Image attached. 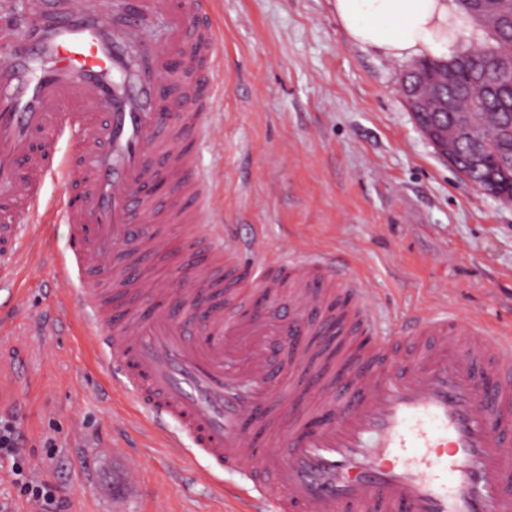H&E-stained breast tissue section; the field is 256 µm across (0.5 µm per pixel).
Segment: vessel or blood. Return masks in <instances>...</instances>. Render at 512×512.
<instances>
[{
  "instance_id": "b4317fda",
  "label": "vessel or blood",
  "mask_w": 512,
  "mask_h": 512,
  "mask_svg": "<svg viewBox=\"0 0 512 512\" xmlns=\"http://www.w3.org/2000/svg\"><path fill=\"white\" fill-rule=\"evenodd\" d=\"M213 6L125 0L113 26L92 0H32L18 26L0 0V258L28 262L41 217L66 224L58 310L80 313L95 363L166 446L195 448L202 483L241 477L244 512H512V338L436 314L376 335L345 268L246 266L205 224L217 178L187 146L223 67ZM184 54L194 68L172 70Z\"/></svg>"
}]
</instances>
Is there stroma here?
Returning a JSON list of instances; mask_svg holds the SVG:
<instances>
[{"label": "stroma", "mask_w": 512, "mask_h": 512, "mask_svg": "<svg viewBox=\"0 0 512 512\" xmlns=\"http://www.w3.org/2000/svg\"><path fill=\"white\" fill-rule=\"evenodd\" d=\"M216 15L224 72L191 150L220 175L228 234L286 261L292 243L335 259L370 289L381 335L429 311L512 336V205L436 154L400 93L407 63L348 44L332 0H216ZM54 286L49 267L0 263V302L26 298L0 330V416L33 475L64 512H237L238 477L195 482L200 457H173L131 395L105 392L75 320L47 322Z\"/></svg>", "instance_id": "35a3bbf8"}]
</instances>
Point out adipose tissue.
<instances>
[{"mask_svg": "<svg viewBox=\"0 0 512 512\" xmlns=\"http://www.w3.org/2000/svg\"><path fill=\"white\" fill-rule=\"evenodd\" d=\"M348 42L393 61L448 59L472 28L457 0H334Z\"/></svg>", "mask_w": 512, "mask_h": 512, "instance_id": "adipose-tissue-1", "label": "adipose tissue"}]
</instances>
